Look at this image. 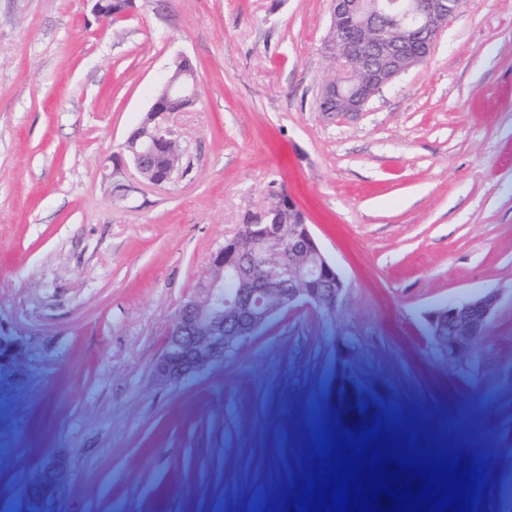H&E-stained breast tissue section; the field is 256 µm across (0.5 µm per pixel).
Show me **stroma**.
Here are the masks:
<instances>
[{
    "instance_id": "1",
    "label": "stroma",
    "mask_w": 512,
    "mask_h": 512,
    "mask_svg": "<svg viewBox=\"0 0 512 512\" xmlns=\"http://www.w3.org/2000/svg\"><path fill=\"white\" fill-rule=\"evenodd\" d=\"M0 0V512H294L315 430L396 414L480 463L477 512H512V0H466L429 58L357 116L317 110L330 0ZM194 65L178 115L192 170L139 189L123 154L159 79ZM287 192L344 289L280 313L178 385L155 366L181 302L245 210ZM496 292L472 356L426 333L448 301ZM447 386L437 399L431 383ZM417 404L409 414V404Z\"/></svg>"
}]
</instances>
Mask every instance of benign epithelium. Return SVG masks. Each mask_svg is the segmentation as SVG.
Returning <instances> with one entry per match:
<instances>
[{"mask_svg":"<svg viewBox=\"0 0 512 512\" xmlns=\"http://www.w3.org/2000/svg\"><path fill=\"white\" fill-rule=\"evenodd\" d=\"M461 0H332V16L356 18L353 35L336 37L342 60L336 77L321 85L318 102L323 113L357 116L371 98L432 52L448 19ZM418 49L408 48L409 38ZM199 93L196 71L188 59L176 62L162 82L135 136L127 137L124 151L141 181L162 188L182 178L170 169L154 175L153 159L161 148H173L182 134L176 114L193 106ZM288 253V264L268 265L258 255L274 250ZM211 276L179 308L156 378L179 384L224 362L249 337L279 313L298 306L333 307L344 288L336 267L327 259L307 219L288 226L283 235L276 224H241L239 230L210 257ZM236 287L224 290V279ZM496 295L462 303H448L428 317V331L443 357L465 358L480 336L496 305ZM66 470L54 460L44 483L47 496L55 494Z\"/></svg>","mask_w":512,"mask_h":512,"instance_id":"1","label":"benign epithelium"}]
</instances>
